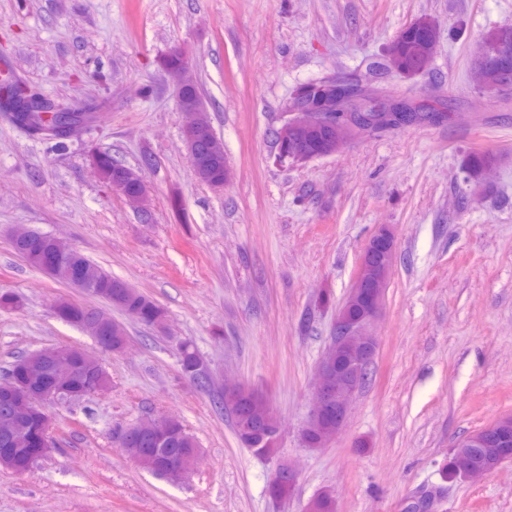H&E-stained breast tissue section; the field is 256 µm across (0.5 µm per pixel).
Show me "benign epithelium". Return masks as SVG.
Wrapping results in <instances>:
<instances>
[{
  "label": "benign epithelium",
  "instance_id": "1",
  "mask_svg": "<svg viewBox=\"0 0 512 512\" xmlns=\"http://www.w3.org/2000/svg\"><path fill=\"white\" fill-rule=\"evenodd\" d=\"M506 76L512 75V55L493 51L481 44L477 57V70L480 82H485L484 65ZM28 99L40 103L43 111L62 115L61 121L45 127L42 132L58 139H67L83 128L88 118L79 115V110L56 105L36 92H27ZM379 103V99L368 96L360 86L346 81L324 80L311 82L302 87L299 100L295 101L293 111L287 113V119L279 130L277 158L282 163L299 164L314 158V155H297L288 152V129L291 127H324L341 130L345 127L355 132L371 130L376 120L369 107ZM180 108L188 116L183 127V140L193 168H198V144L205 138L202 128L201 112L203 102L179 101ZM92 165L99 177L113 190L123 192V179L134 172L126 170L111 177L100 159L92 157ZM72 247L54 239V245L43 257V268L50 273L65 264ZM395 253V239L391 228L381 226L369 241L351 292L365 294L367 302L362 317L355 323L345 320L338 314L333 345L326 350L318 366V379L314 398L306 426L321 421L328 424V432L320 444L327 443L345 425L348 404L353 393L359 390L363 369L374 361L378 343L370 332V325L379 312L383 301V288ZM349 354L350 365L343 370L339 367L340 350ZM106 372L99 359L82 355V350L73 346H58L37 351L23 359L16 376L0 384V397L8 406L3 425L5 430L20 431L29 450L39 459L47 455L52 448L50 437V417L45 412L47 403H67L88 394L94 395L108 388L103 382ZM224 404L233 409L240 403L260 409L270 410L261 394L236 385H224ZM179 424L173 418H161L152 424H134L120 434L121 446L133 447L145 441L156 445L164 444L171 435L172 427ZM193 466L180 457L167 460L162 477L181 481L192 471ZM298 472L288 460L279 461L273 482H297Z\"/></svg>",
  "mask_w": 512,
  "mask_h": 512
}]
</instances>
